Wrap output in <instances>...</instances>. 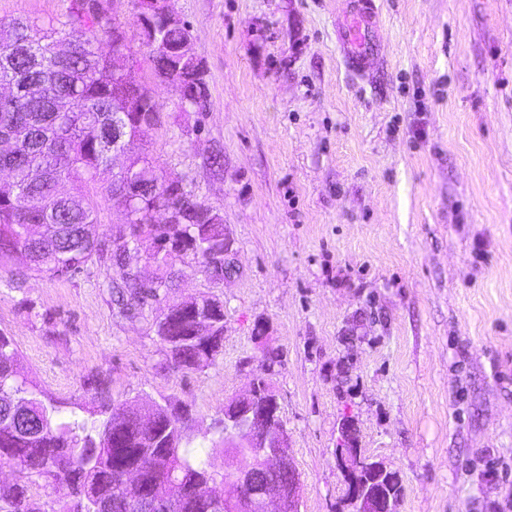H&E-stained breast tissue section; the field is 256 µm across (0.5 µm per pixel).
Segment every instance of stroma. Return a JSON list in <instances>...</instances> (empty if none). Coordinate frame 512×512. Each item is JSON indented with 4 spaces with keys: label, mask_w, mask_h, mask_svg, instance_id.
Masks as SVG:
<instances>
[{
    "label": "stroma",
    "mask_w": 512,
    "mask_h": 512,
    "mask_svg": "<svg viewBox=\"0 0 512 512\" xmlns=\"http://www.w3.org/2000/svg\"><path fill=\"white\" fill-rule=\"evenodd\" d=\"M341 2L172 0L206 70L198 110L156 83L132 0H114L162 114L140 149L231 241L234 274L184 258L167 297L223 301L215 365L165 369L154 309L116 316L99 261L0 279V330L46 397L87 400L100 371L117 401L187 407L199 436L266 375L300 512H350L348 427L399 474L398 512H512V0H375L383 43L362 77ZM67 5L0 0V20Z\"/></svg>",
    "instance_id": "stroma-1"
}]
</instances>
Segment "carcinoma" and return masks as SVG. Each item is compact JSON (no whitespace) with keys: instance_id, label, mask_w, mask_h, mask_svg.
Here are the masks:
<instances>
[{"instance_id":"1","label":"carcinoma","mask_w":512,"mask_h":512,"mask_svg":"<svg viewBox=\"0 0 512 512\" xmlns=\"http://www.w3.org/2000/svg\"><path fill=\"white\" fill-rule=\"evenodd\" d=\"M153 25L135 22L141 43L149 49L160 83L171 86L187 79L200 62L189 30L178 15L161 14L151 5ZM84 38L63 64L56 47L74 32ZM125 37L116 34L112 17H103L81 0H70L63 19L39 25L28 18L0 21V82L15 86L13 97L0 96V134L18 142L11 180L0 184V271L10 272L19 251L26 252V271L19 276L67 278L93 258H105L113 274L103 287L111 290L117 315L143 313L148 299L157 302L175 286L176 261L193 256L209 277L224 280V268L209 256L224 250V216L186 190L173 195L177 176H163L137 143L160 122L152 90L139 83L140 60L125 51ZM109 50L104 52L100 44ZM36 82L42 95L28 96L26 85ZM126 151L122 182L134 187L151 183L156 192L133 194L123 206L127 241L98 240L92 228L100 223L101 202L112 203V140ZM73 184L59 198V181ZM174 208L175 219L159 224L156 214ZM151 238L157 275L150 297L126 261L128 240ZM155 335L164 348L166 367L173 371H203L222 352L224 312L194 313L172 304L154 319ZM91 406L76 402L77 411L64 412L45 398L9 334L0 331V465L18 474L0 489V512H48L39 490L65 489L66 512H128L116 493L130 469L144 472L157 492L176 491L175 512H210L195 499L200 482L220 483L212 492L224 497L234 489L231 474L216 478L205 453L192 446L188 410L168 411L171 401L118 403L111 382L99 371L83 377ZM144 415L157 416L152 430L140 425Z\"/></svg>"}]
</instances>
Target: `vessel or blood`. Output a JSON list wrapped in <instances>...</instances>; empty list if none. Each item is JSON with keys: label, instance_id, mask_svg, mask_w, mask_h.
<instances>
[{"label": "vessel or blood", "instance_id": "vessel-or-blood-1", "mask_svg": "<svg viewBox=\"0 0 512 512\" xmlns=\"http://www.w3.org/2000/svg\"><path fill=\"white\" fill-rule=\"evenodd\" d=\"M338 38L349 69L356 73L364 72L368 61L380 47L373 0H348L347 11L338 25Z\"/></svg>", "mask_w": 512, "mask_h": 512}]
</instances>
